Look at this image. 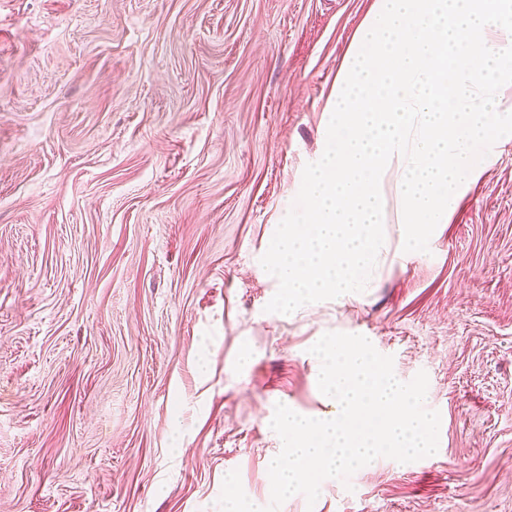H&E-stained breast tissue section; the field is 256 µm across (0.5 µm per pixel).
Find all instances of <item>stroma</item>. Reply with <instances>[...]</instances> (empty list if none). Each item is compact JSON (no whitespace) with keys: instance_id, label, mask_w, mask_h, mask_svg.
<instances>
[{"instance_id":"obj_1","label":"stroma","mask_w":512,"mask_h":512,"mask_svg":"<svg viewBox=\"0 0 512 512\" xmlns=\"http://www.w3.org/2000/svg\"><path fill=\"white\" fill-rule=\"evenodd\" d=\"M372 3L0 0V512H220L233 470L267 506L274 408L325 411L327 332L427 373L438 452L279 512H512V141L428 252L266 310Z\"/></svg>"}]
</instances>
